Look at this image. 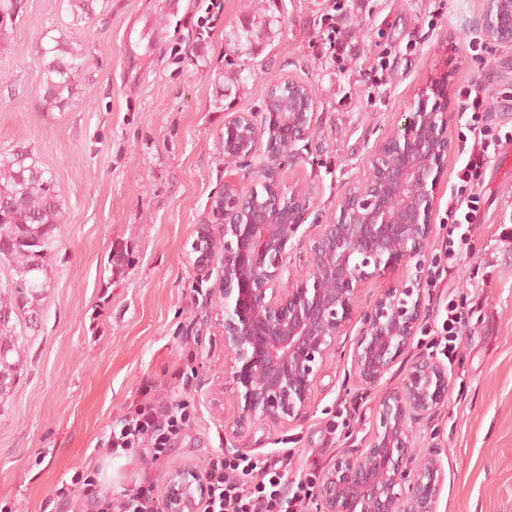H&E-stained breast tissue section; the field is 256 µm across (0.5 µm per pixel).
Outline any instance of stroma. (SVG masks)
Masks as SVG:
<instances>
[{"label":"stroma","instance_id":"1","mask_svg":"<svg viewBox=\"0 0 512 512\" xmlns=\"http://www.w3.org/2000/svg\"><path fill=\"white\" fill-rule=\"evenodd\" d=\"M0 35V152L23 143L54 176L64 203L51 288L37 331L25 333L22 370L0 410V512H67L59 490L94 472L113 503L150 476L156 496L175 469L203 471L222 453L236 415L221 390L227 356L213 262L198 277L191 244L214 223L210 204L225 183L257 185L262 156L224 159V118L260 110L268 87L292 77L315 97L318 130L284 183L305 187L314 208L285 274L302 278L309 241L336 202L366 178L378 141L427 84L447 78L454 146L438 191L425 267L439 279L424 292L412 348L379 385L356 375L355 340L374 300L404 279L368 280L316 379L306 419L260 424L241 442L265 458L292 450L289 480L322 472L370 438L383 393L401 384L425 336L442 328L448 299L467 324L448 401L413 428L418 456H437V512H512V152L489 159L477 188L479 224L468 254L448 264V202L468 153L459 90L482 83L484 122L512 135V46L485 40L482 0H96L73 34L66 0H23ZM253 24L254 58L226 50L233 30ZM72 35L85 66L64 106L45 103L38 47L45 33ZM163 405L188 403L189 427L145 468L143 447L105 451L144 390ZM355 406L342 417L341 406Z\"/></svg>","mask_w":512,"mask_h":512}]
</instances>
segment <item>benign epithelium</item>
<instances>
[{
    "instance_id": "7a95c632",
    "label": "benign epithelium",
    "mask_w": 512,
    "mask_h": 512,
    "mask_svg": "<svg viewBox=\"0 0 512 512\" xmlns=\"http://www.w3.org/2000/svg\"><path fill=\"white\" fill-rule=\"evenodd\" d=\"M480 29L489 42L512 46V6L483 0ZM298 89L286 112H232L224 120V154L234 160L265 145L260 169L265 200L257 188L244 194L224 185L213 197L221 220L223 274L215 292L224 318L221 333L229 356L225 380L237 405L231 435L255 425L305 419L314 381L350 319L364 283L391 267L410 271L397 288L379 296L357 337L354 367L362 382L377 385L408 351L422 316L423 257L434 234L432 215L452 149L449 115L440 101L447 84L431 83L383 136L369 160V176L340 198L336 216L309 243L305 275L283 288L288 255L311 214V197L285 188L279 172L298 159L296 146L312 138L317 116L306 84L285 78L271 85ZM213 236L200 229L193 241L194 267L209 273ZM448 366L420 356L402 383L376 407L373 432L357 453H344L320 476L319 512H436L442 466L417 458L411 425L448 401ZM207 485L190 469L166 479L165 512H198Z\"/></svg>"
}]
</instances>
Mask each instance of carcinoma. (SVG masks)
I'll use <instances>...</instances> for the list:
<instances>
[{
	"label": "carcinoma",
	"mask_w": 512,
	"mask_h": 512,
	"mask_svg": "<svg viewBox=\"0 0 512 512\" xmlns=\"http://www.w3.org/2000/svg\"><path fill=\"white\" fill-rule=\"evenodd\" d=\"M67 6L77 33L93 0H67ZM22 8V0H0V33L16 25ZM232 40L238 53L254 56L252 26L237 28ZM40 57L46 103H66L84 66L82 55L65 39L46 34ZM62 218L54 178L34 150L19 144L0 153V263L11 269L10 281L0 284V409L13 394L20 371V318L27 328L37 325L51 288L47 269L56 254Z\"/></svg>",
	"instance_id": "cac0c4a2"
}]
</instances>
